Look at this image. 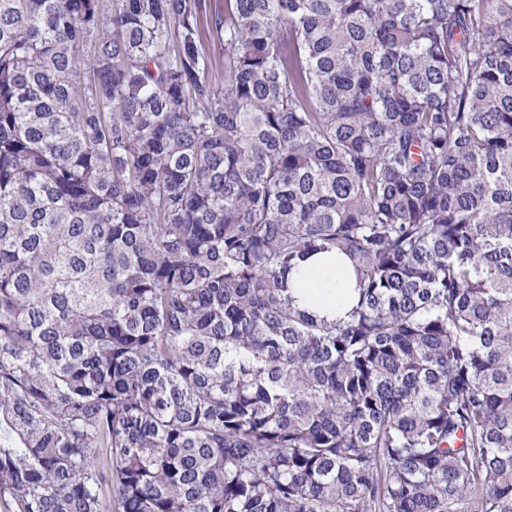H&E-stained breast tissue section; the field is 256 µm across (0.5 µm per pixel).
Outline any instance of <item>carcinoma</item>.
<instances>
[{
    "instance_id": "carcinoma-1",
    "label": "carcinoma",
    "mask_w": 512,
    "mask_h": 512,
    "mask_svg": "<svg viewBox=\"0 0 512 512\" xmlns=\"http://www.w3.org/2000/svg\"><path fill=\"white\" fill-rule=\"evenodd\" d=\"M0 506L512 512V0H0ZM287 279L296 305L318 318L344 317L357 302L356 275L344 257L311 254Z\"/></svg>"
}]
</instances>
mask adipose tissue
Returning <instances> with one entry per match:
<instances>
[{"label": "adipose tissue", "instance_id": "obj_1", "mask_svg": "<svg viewBox=\"0 0 512 512\" xmlns=\"http://www.w3.org/2000/svg\"><path fill=\"white\" fill-rule=\"evenodd\" d=\"M288 286L297 306L328 320L345 316L358 298L350 261L328 253L306 257L289 275Z\"/></svg>", "mask_w": 512, "mask_h": 512}]
</instances>
